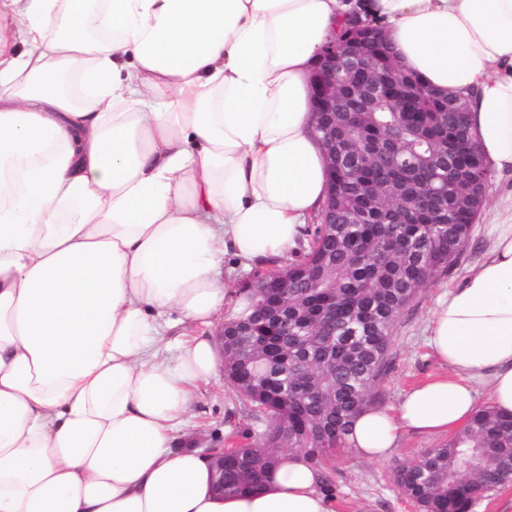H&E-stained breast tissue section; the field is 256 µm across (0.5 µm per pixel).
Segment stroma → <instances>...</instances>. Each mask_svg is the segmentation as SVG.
I'll use <instances>...</instances> for the list:
<instances>
[{"label":"stroma","mask_w":512,"mask_h":512,"mask_svg":"<svg viewBox=\"0 0 512 512\" xmlns=\"http://www.w3.org/2000/svg\"><path fill=\"white\" fill-rule=\"evenodd\" d=\"M488 185L493 195L473 226L471 245L460 264L437 282L420 288L394 326L387 371L374 388L378 406L394 407L407 391L446 372L428 347L425 330L438 297L457 286L483 259L488 248L487 226L495 223L498 213L512 207L511 173L492 174ZM264 427V421L254 417L249 404L219 372L198 390L177 438L182 445L209 448L226 443L231 435L246 430L257 434ZM445 440L442 434L404 433L393 456L384 462L367 460L346 449L325 468L333 481L335 512H418L397 487L394 470Z\"/></svg>","instance_id":"1"}]
</instances>
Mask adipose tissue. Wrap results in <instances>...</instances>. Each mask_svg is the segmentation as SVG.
<instances>
[{
	"label": "adipose tissue",
	"mask_w": 512,
	"mask_h": 512,
	"mask_svg": "<svg viewBox=\"0 0 512 512\" xmlns=\"http://www.w3.org/2000/svg\"><path fill=\"white\" fill-rule=\"evenodd\" d=\"M356 13L512 172V0H0V512H334L298 454L220 496L173 444L225 256H286L326 199L311 74ZM488 236L427 326L447 374L357 416L361 455L462 428L480 384L512 416V213Z\"/></svg>",
	"instance_id": "1"
}]
</instances>
